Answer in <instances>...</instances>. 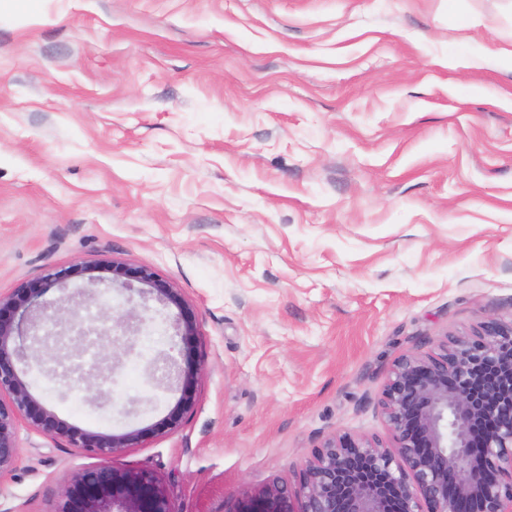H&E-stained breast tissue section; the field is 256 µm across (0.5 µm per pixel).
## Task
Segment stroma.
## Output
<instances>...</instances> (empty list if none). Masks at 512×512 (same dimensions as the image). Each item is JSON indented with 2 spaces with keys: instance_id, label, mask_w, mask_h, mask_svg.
<instances>
[{
  "instance_id": "1",
  "label": "stroma",
  "mask_w": 512,
  "mask_h": 512,
  "mask_svg": "<svg viewBox=\"0 0 512 512\" xmlns=\"http://www.w3.org/2000/svg\"><path fill=\"white\" fill-rule=\"evenodd\" d=\"M512 0H0V291L102 259L155 268L193 309L180 426L116 464L172 512L296 486L336 433L388 439L396 361L512 320ZM178 311L113 349L100 408L24 372L68 423L122 433L179 392ZM0 512H54L91 457L17 428Z\"/></svg>"
}]
</instances>
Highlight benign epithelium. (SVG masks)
Listing matches in <instances>:
<instances>
[{
	"mask_svg": "<svg viewBox=\"0 0 512 512\" xmlns=\"http://www.w3.org/2000/svg\"><path fill=\"white\" fill-rule=\"evenodd\" d=\"M173 305L172 328L186 345L184 364L171 356L151 359L161 383L181 385V396L162 421L124 433L83 428L42 406L20 375L30 359L42 367L41 351L65 346L69 333L94 336L101 351L119 346L131 353L147 335L131 329L132 314L114 318L111 329L90 324L74 330L63 307L41 298L71 277ZM137 332L130 340L127 333ZM195 314L172 283L149 266L117 261L76 264L36 285L0 293V481L13 476L20 447L17 424L62 439L97 459L65 479L55 512H171L167 495L148 470L118 466L114 457L150 435L177 428L195 406L192 387L201 373L190 344ZM392 444L376 438L335 434L301 465L298 489L273 481L241 493L235 512H512V322L487 321L457 334L433 354L409 353L394 365L379 401Z\"/></svg>",
	"mask_w": 512,
	"mask_h": 512,
	"instance_id": "benign-epithelium-1",
	"label": "benign epithelium"
}]
</instances>
